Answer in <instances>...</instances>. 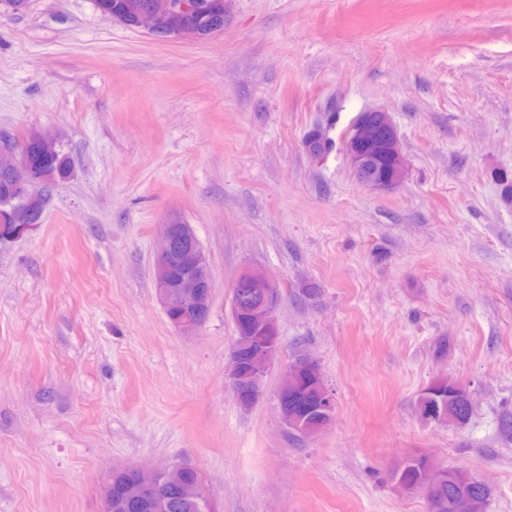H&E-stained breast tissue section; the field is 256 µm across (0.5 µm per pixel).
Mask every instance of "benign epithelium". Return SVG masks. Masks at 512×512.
<instances>
[{
    "label": "benign epithelium",
    "instance_id": "1",
    "mask_svg": "<svg viewBox=\"0 0 512 512\" xmlns=\"http://www.w3.org/2000/svg\"><path fill=\"white\" fill-rule=\"evenodd\" d=\"M198 8L196 3H175L164 10L145 6L138 11V26L151 33H159L166 39H180L188 35L186 17ZM29 146L45 152L57 148V140L47 134L36 132L28 141ZM345 150L353 167L364 163L367 155L377 156L383 151L392 154L391 166L383 171L372 169L365 183L378 190L396 185L403 175V160L398 146V136L388 113L379 111L373 119H363L354 124L353 132L345 142ZM14 188L17 193L28 197L41 194V183L26 168L25 159L16 166ZM163 245L155 258V282L163 309H175L170 316L171 325L183 336H195L204 326V317L211 309L212 276L210 264L196 235L188 224H165L162 228ZM259 283L263 298L253 306L254 321L270 336V343L255 350L251 337H235L233 350L251 354V364L246 374L237 361L231 362L230 379L233 395L244 408L254 406L263 396L262 382L265 373L277 356L280 347V332L275 312L279 302V289L265 274L255 270H243L235 278L236 286L248 288ZM312 363L306 358L289 366L288 374L275 397L282 422L290 429L305 435H315L322 427L310 425L306 416L320 415L329 421L335 412L334 398L326 385L320 387V400L309 401L302 392L301 378L304 367ZM196 469L189 465H175L166 469V477L176 484L181 496L197 500L206 510L210 501L203 487L197 481L186 478ZM450 471L434 465L428 466L422 475L421 486L432 491L449 478ZM118 482L121 499L131 503H148L155 496L154 474L142 468L122 469L112 473Z\"/></svg>",
    "mask_w": 512,
    "mask_h": 512
}]
</instances>
